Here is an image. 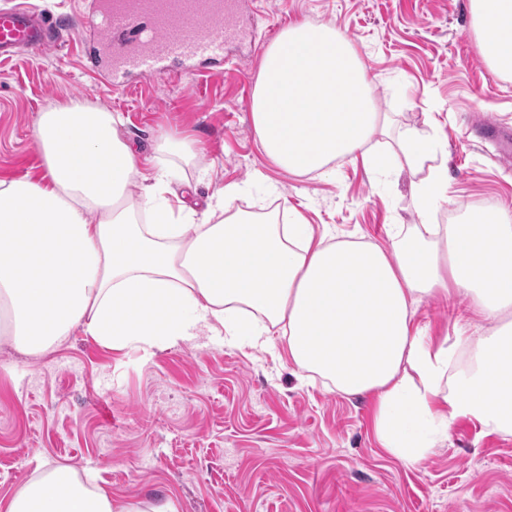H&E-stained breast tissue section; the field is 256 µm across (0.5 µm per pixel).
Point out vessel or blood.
Listing matches in <instances>:
<instances>
[{"label":"vessel or blood","instance_id":"obj_1","mask_svg":"<svg viewBox=\"0 0 512 512\" xmlns=\"http://www.w3.org/2000/svg\"><path fill=\"white\" fill-rule=\"evenodd\" d=\"M245 7L246 0H92L76 14L75 29L93 35L91 68L122 88L169 74L174 63L188 76L199 64L222 58L225 46L250 37L241 23ZM50 28L47 18L24 8H0V55L50 50Z\"/></svg>","mask_w":512,"mask_h":512}]
</instances>
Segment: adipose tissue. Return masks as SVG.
<instances>
[{"label":"adipose tissue","mask_w":512,"mask_h":512,"mask_svg":"<svg viewBox=\"0 0 512 512\" xmlns=\"http://www.w3.org/2000/svg\"><path fill=\"white\" fill-rule=\"evenodd\" d=\"M483 59L512 75V0H470ZM264 154L295 175L340 159L381 158L370 137L387 121L370 93L367 66L330 24L296 23L266 48L251 99ZM121 119L75 102L40 113L39 179H0V342L27 357L61 346L74 330L101 345L153 353L197 336L274 350L286 341L308 382L344 395H374L383 448L416 467L465 418L487 433H512V213L492 208L462 224H438L448 169L434 135L399 143L429 165L412 206L420 222L394 228L391 249L330 241L300 216L248 217L242 189L227 185L204 210L168 197L146 175L156 155L191 163L188 141L161 136L141 157L118 134ZM142 188L129 199L132 182ZM469 297L489 336H428L416 299ZM0 512H178L173 501L116 499L67 467L30 477Z\"/></svg>","instance_id":"obj_1"}]
</instances>
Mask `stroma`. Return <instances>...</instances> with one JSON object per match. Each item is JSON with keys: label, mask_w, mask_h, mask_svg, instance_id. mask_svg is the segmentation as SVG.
<instances>
[{"label": "stroma", "mask_w": 512, "mask_h": 512, "mask_svg": "<svg viewBox=\"0 0 512 512\" xmlns=\"http://www.w3.org/2000/svg\"><path fill=\"white\" fill-rule=\"evenodd\" d=\"M244 21L252 40L224 49L201 79L157 77L122 90L86 72L79 34L60 48L0 61V178L41 173L35 122L54 104L78 102L121 114V133L140 152L164 134L197 143L193 167L171 188L202 208L227 184L237 207L266 215L288 204L316 232L387 248L391 227L414 224L416 184L397 146L408 130L438 140L448 168L440 224L498 206L512 212V148L485 133L512 129V78L483 60L468 0H259ZM331 24L368 67L379 111L393 122L372 154L326 174L296 176L262 152L250 102L265 49L294 23ZM468 301L424 299L416 322L439 334L468 324ZM372 396L305 385L296 365L213 336L147 354L112 350L82 331L44 356L0 347V498L34 474L92 469L113 497L172 499L179 512H512V435H487L466 419L416 468L379 444Z\"/></svg>", "instance_id": "35a3bbf8"}]
</instances>
